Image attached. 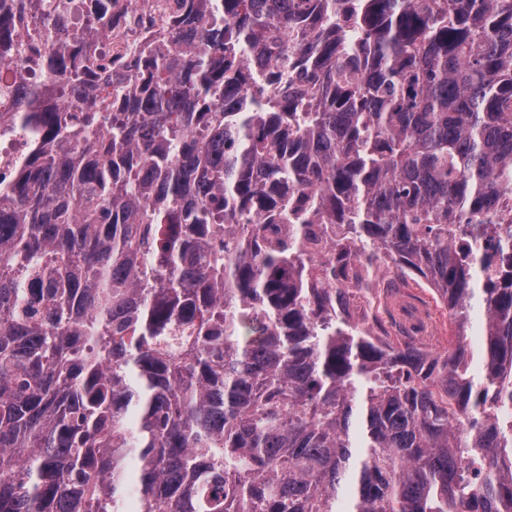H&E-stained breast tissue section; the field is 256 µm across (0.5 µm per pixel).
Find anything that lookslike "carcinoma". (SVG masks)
Here are the masks:
<instances>
[{"instance_id": "carcinoma-1", "label": "carcinoma", "mask_w": 512, "mask_h": 512, "mask_svg": "<svg viewBox=\"0 0 512 512\" xmlns=\"http://www.w3.org/2000/svg\"><path fill=\"white\" fill-rule=\"evenodd\" d=\"M86 2L0 0V512H512V0ZM123 16L107 29L104 44L112 56L128 60L132 58L131 49L142 42L144 36L151 30L155 19L159 21L163 8L167 6L164 0H119ZM5 143L6 145L0 136V178L4 181L11 178L14 164L23 150V145L18 138L11 137ZM408 283L409 285L404 284L400 276L396 274L395 268H393L392 272L380 279L379 288L384 294H386V288H399L397 297L411 294L435 307L432 292L428 288H418L410 279H408Z\"/></svg>"}]
</instances>
